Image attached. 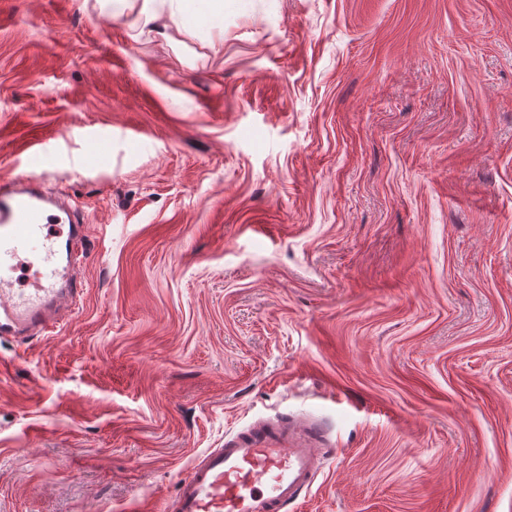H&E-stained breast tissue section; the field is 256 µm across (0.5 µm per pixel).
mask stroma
Masks as SVG:
<instances>
[{
	"label": "stroma",
	"mask_w": 512,
	"mask_h": 512,
	"mask_svg": "<svg viewBox=\"0 0 512 512\" xmlns=\"http://www.w3.org/2000/svg\"><path fill=\"white\" fill-rule=\"evenodd\" d=\"M143 9L0 0V176L91 242L0 341V512H143L297 418L292 512H512V0Z\"/></svg>",
	"instance_id": "obj_1"
}]
</instances>
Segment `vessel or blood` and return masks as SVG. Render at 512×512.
I'll return each instance as SVG.
<instances>
[{
  "mask_svg": "<svg viewBox=\"0 0 512 512\" xmlns=\"http://www.w3.org/2000/svg\"><path fill=\"white\" fill-rule=\"evenodd\" d=\"M78 203L25 175L0 177V339L52 334L83 295L88 261ZM305 426L258 428L200 454L160 512H289L319 471Z\"/></svg>",
  "mask_w": 512,
  "mask_h": 512,
  "instance_id": "obj_1",
  "label": "vessel or blood"
}]
</instances>
